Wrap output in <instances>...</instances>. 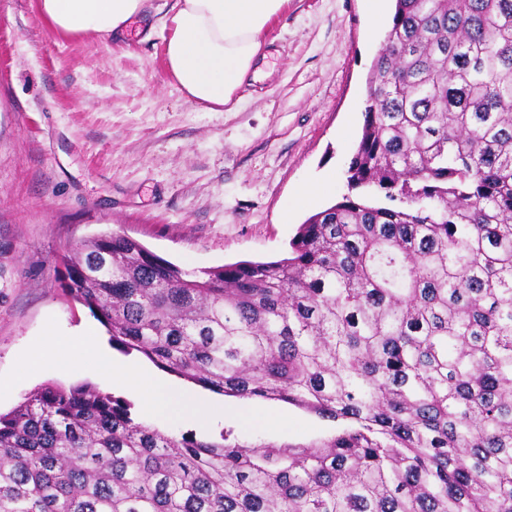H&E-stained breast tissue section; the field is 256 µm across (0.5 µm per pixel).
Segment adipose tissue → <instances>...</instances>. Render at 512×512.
<instances>
[{
	"instance_id": "1",
	"label": "adipose tissue",
	"mask_w": 512,
	"mask_h": 512,
	"mask_svg": "<svg viewBox=\"0 0 512 512\" xmlns=\"http://www.w3.org/2000/svg\"><path fill=\"white\" fill-rule=\"evenodd\" d=\"M288 0H176L166 44L169 76L187 101L209 112L222 111L260 58L263 36ZM38 9L55 33H85L103 44L122 34L132 18L145 9V0H37ZM83 347L97 372L120 382L147 411L158 415L204 420L206 406L177 397L163 378L116 360L101 350L88 330L73 340L58 341L52 357L36 354L30 365L72 366L70 344Z\"/></svg>"
}]
</instances>
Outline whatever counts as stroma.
Listing matches in <instances>:
<instances>
[{
  "mask_svg": "<svg viewBox=\"0 0 512 512\" xmlns=\"http://www.w3.org/2000/svg\"><path fill=\"white\" fill-rule=\"evenodd\" d=\"M393 11L383 0L375 24L368 0H289L239 106L205 112L168 78L153 11L107 48L50 32L36 0H0V413L48 383L129 396L82 366L28 371L50 330L89 327L112 348L60 287L57 259L80 239L117 231L187 270L273 260L310 215L348 195L368 77ZM305 182L324 191L301 203ZM210 398L236 411L204 429L134 411L164 431L227 429L253 444L305 445L336 430L283 402Z\"/></svg>",
  "mask_w": 512,
  "mask_h": 512,
  "instance_id": "1",
  "label": "stroma"
}]
</instances>
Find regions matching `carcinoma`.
I'll return each mask as SVG.
<instances>
[{
  "instance_id": "carcinoma-1",
  "label": "carcinoma",
  "mask_w": 512,
  "mask_h": 512,
  "mask_svg": "<svg viewBox=\"0 0 512 512\" xmlns=\"http://www.w3.org/2000/svg\"><path fill=\"white\" fill-rule=\"evenodd\" d=\"M348 185L277 260L58 258L116 350L334 435H176L46 384L0 413V512H512V0H396Z\"/></svg>"
}]
</instances>
